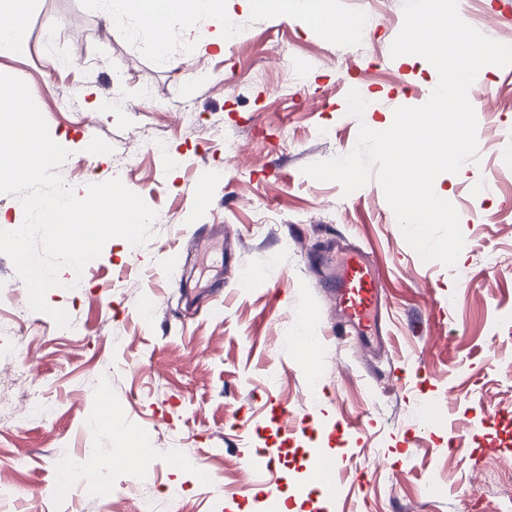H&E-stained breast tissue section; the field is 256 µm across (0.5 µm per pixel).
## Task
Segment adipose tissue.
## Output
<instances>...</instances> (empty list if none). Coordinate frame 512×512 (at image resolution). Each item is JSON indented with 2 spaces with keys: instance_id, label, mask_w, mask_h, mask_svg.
Masks as SVG:
<instances>
[{
  "instance_id": "adipose-tissue-1",
  "label": "adipose tissue",
  "mask_w": 512,
  "mask_h": 512,
  "mask_svg": "<svg viewBox=\"0 0 512 512\" xmlns=\"http://www.w3.org/2000/svg\"><path fill=\"white\" fill-rule=\"evenodd\" d=\"M106 13L113 18L135 14L145 22L148 32H155L157 26L167 24L172 16L183 19L182 41L192 52L203 49L204 45H223L230 37L228 23L232 14L225 8V0H103ZM28 0H0V54L23 53L28 44L27 27L23 15ZM288 14H301L308 23L336 35L360 34L365 22L359 18H348L336 13L333 0H284ZM209 16L213 30L207 41H199L196 22L201 16Z\"/></svg>"
}]
</instances>
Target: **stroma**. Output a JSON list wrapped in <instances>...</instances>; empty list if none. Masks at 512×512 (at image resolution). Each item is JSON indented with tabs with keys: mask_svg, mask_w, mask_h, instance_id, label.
Returning <instances> with one entry per match:
<instances>
[{
	"mask_svg": "<svg viewBox=\"0 0 512 512\" xmlns=\"http://www.w3.org/2000/svg\"><path fill=\"white\" fill-rule=\"evenodd\" d=\"M335 5L367 32L332 38L230 0L236 43L190 53L178 16L156 42L140 19H107L99 0H29L28 48L0 56V74L27 83L69 150L66 186L120 179L157 221L134 250L114 238L81 276L60 271L69 285L46 299L79 336L29 309L0 254V326L18 336L0 349V479L11 486L0 512H138L144 501L266 512L271 496L300 512H493L512 488V471L488 482L497 462L478 454L512 445V65L475 81L489 94L478 160L434 183L459 213L466 254L451 268L423 261L377 180L346 195L302 172L352 151L361 124L425 103L438 82L425 59L390 53L402 0ZM466 21L512 45V0H469ZM353 89L367 102L359 118L347 112ZM151 138L166 154L147 150ZM340 242L366 247L387 278L385 349L329 336L336 306L313 260ZM33 388L46 415L26 413ZM102 396L108 428L93 424ZM283 406L295 434L279 429ZM496 411L504 421L487 424ZM146 437L145 474L135 448ZM262 448L275 465L245 472ZM313 448L338 462L340 503L311 484ZM62 454L112 458L108 494L95 471L52 494Z\"/></svg>",
	"mask_w": 512,
	"mask_h": 512,
	"instance_id": "35a3bbf8",
	"label": "stroma"
}]
</instances>
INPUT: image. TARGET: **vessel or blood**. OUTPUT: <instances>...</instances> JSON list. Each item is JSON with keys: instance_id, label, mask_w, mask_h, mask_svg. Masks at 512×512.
I'll list each match as a JSON object with an SVG mask.
<instances>
[{"instance_id": "1", "label": "vessel or blood", "mask_w": 512, "mask_h": 512, "mask_svg": "<svg viewBox=\"0 0 512 512\" xmlns=\"http://www.w3.org/2000/svg\"><path fill=\"white\" fill-rule=\"evenodd\" d=\"M339 314L336 336L369 345L378 333V312L387 281L369 253L359 247L341 251L325 280ZM319 478L328 495H335L341 473L332 457L317 456Z\"/></svg>"}]
</instances>
